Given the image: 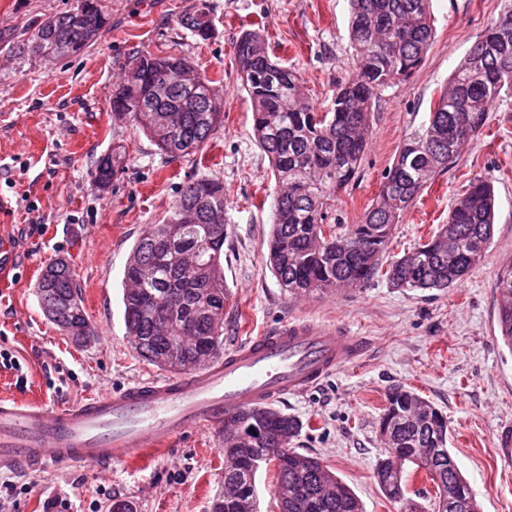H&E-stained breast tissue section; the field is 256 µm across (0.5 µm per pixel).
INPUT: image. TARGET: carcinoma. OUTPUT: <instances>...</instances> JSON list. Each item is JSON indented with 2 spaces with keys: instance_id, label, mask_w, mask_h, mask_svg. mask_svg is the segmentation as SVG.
<instances>
[{
  "instance_id": "obj_1",
  "label": "carcinoma",
  "mask_w": 512,
  "mask_h": 512,
  "mask_svg": "<svg viewBox=\"0 0 512 512\" xmlns=\"http://www.w3.org/2000/svg\"><path fill=\"white\" fill-rule=\"evenodd\" d=\"M40 22L23 44L33 55L51 50L78 55L109 24L99 0H84ZM350 39L357 73L339 85L333 106L319 112L309 102L299 71L272 59L260 30L241 33L234 44L242 88L252 104L255 142L272 164L277 190L268 240V263L290 295L341 285L364 286L381 270L395 224L462 145L484 132L490 105L512 90V11L477 37L430 108L428 122L403 139L376 198L357 224L327 223L337 193L355 179L368 143L369 117L378 93L406 80L420 66L433 38L432 0H351ZM180 25L200 40L213 34L206 2ZM190 67L183 57L143 54L112 92V110L145 133L167 156L199 152L224 122V102L211 81L168 84L170 74ZM117 159L100 160L92 184L111 183ZM224 182L206 175L188 180L168 220L145 224L123 276L126 336L135 353L178 373L219 355L224 345V308L231 292L224 282ZM495 195L481 177L455 200L448 223L429 241L391 262L385 275L395 288L456 286L487 251L493 235ZM497 325L512 351V261L495 284ZM37 294L48 319L73 343L90 335L80 290L70 264L55 259L42 269ZM379 424L390 450L374 478L385 498L405 497L407 468L423 471L435 487L429 512L455 494L481 503L453 459L448 420L411 389L398 387ZM300 424L269 405L239 411L224 428V491L212 512H260L256 478L275 470L278 512H363L341 478L317 457L291 447ZM437 448L436 463L429 449Z\"/></svg>"
}]
</instances>
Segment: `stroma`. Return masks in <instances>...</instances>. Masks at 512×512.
I'll use <instances>...</instances> for the list:
<instances>
[{"label":"stroma","instance_id":"35a3bbf8","mask_svg":"<svg viewBox=\"0 0 512 512\" xmlns=\"http://www.w3.org/2000/svg\"><path fill=\"white\" fill-rule=\"evenodd\" d=\"M196 0H101L108 26L75 56L43 58L22 43L36 25L77 0H0V236L17 252L0 275V347L16 355L27 377L0 369V396L51 408L78 402L140 379L160 376L125 337L122 272L142 225L167 219L192 176L224 183V280L231 301L224 346L265 328L305 319L340 323L372 347L359 363L335 370L317 388L277 401L301 431L293 446L320 457L362 502L363 512H417L433 495L423 475L411 476L403 500L388 501L374 469L386 445L378 433L388 392L415 389L448 418V447L481 503L482 512H512V351L497 326L495 281L512 259V93L492 105L490 125L463 148L404 212L384 256L392 261L426 242L447 223L469 180L495 189L494 234L482 260L453 288L401 290L385 275L364 287L292 297L265 266L273 222L275 180L253 138L252 106L242 91L233 46L246 29L268 37L272 58L302 71L311 102L330 107L338 83L356 71L349 39L350 0H208L214 35L195 40L179 25ZM512 0H432L434 39L406 81L380 92L355 179L337 195L333 224L358 223L377 195L397 149L427 123L457 64L477 36ZM185 57L224 101V122L202 154L169 157L112 111V89L135 57ZM122 158L109 187L90 172L112 153ZM46 225L45 233L35 225ZM66 259L82 292L90 343L78 346L43 314L35 295L42 268ZM19 493L0 499V512H211L224 488L218 429L203 427L168 451L109 474L94 466L0 471Z\"/></svg>","mask_w":512,"mask_h":512}]
</instances>
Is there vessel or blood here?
I'll list each match as a JSON object with an SVG mask.
<instances>
[{
    "label": "vessel or blood",
    "mask_w": 512,
    "mask_h": 512,
    "mask_svg": "<svg viewBox=\"0 0 512 512\" xmlns=\"http://www.w3.org/2000/svg\"><path fill=\"white\" fill-rule=\"evenodd\" d=\"M366 349L364 337L340 325L294 321L191 369L62 409L0 397V468L90 464L104 472L244 408L307 392Z\"/></svg>",
    "instance_id": "1"
}]
</instances>
